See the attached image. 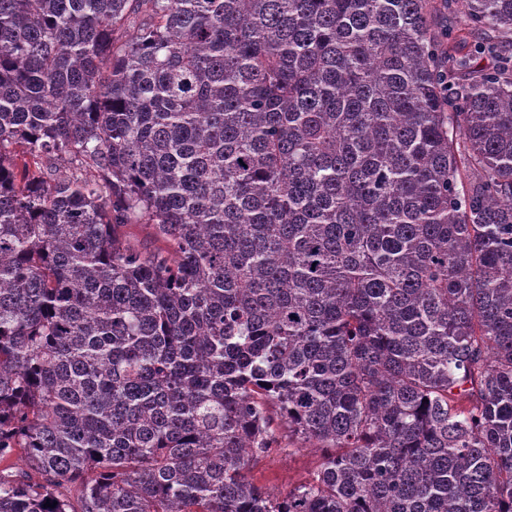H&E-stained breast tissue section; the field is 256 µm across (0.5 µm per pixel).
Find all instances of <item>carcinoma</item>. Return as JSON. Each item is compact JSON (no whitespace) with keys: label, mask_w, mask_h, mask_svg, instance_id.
I'll return each instance as SVG.
<instances>
[{"label":"carcinoma","mask_w":512,"mask_h":512,"mask_svg":"<svg viewBox=\"0 0 512 512\" xmlns=\"http://www.w3.org/2000/svg\"><path fill=\"white\" fill-rule=\"evenodd\" d=\"M446 11L0 0V512H512V56ZM436 25L438 28L441 27L442 29L447 28L448 25V29L454 31L453 37L455 35L466 36L470 44L482 38H486L484 31L471 27L465 17H463L457 9L448 10V17L446 14L438 17L436 19ZM300 451L272 453L258 461L250 471L255 483L275 493L285 494L301 481L309 478L318 468V454L313 448Z\"/></svg>","instance_id":"carcinoma-1"}]
</instances>
